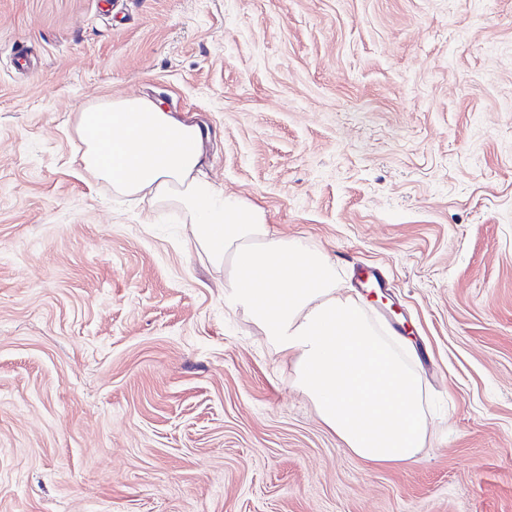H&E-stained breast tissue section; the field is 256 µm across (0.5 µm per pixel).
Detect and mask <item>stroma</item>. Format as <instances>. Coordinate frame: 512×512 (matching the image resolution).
<instances>
[{
  "label": "stroma",
  "instance_id": "1",
  "mask_svg": "<svg viewBox=\"0 0 512 512\" xmlns=\"http://www.w3.org/2000/svg\"><path fill=\"white\" fill-rule=\"evenodd\" d=\"M120 97L406 323L417 462L347 449L181 209L83 166ZM0 512H512V0H0Z\"/></svg>",
  "mask_w": 512,
  "mask_h": 512
}]
</instances>
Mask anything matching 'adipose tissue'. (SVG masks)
I'll return each mask as SVG.
<instances>
[{
  "label": "adipose tissue",
  "mask_w": 512,
  "mask_h": 512,
  "mask_svg": "<svg viewBox=\"0 0 512 512\" xmlns=\"http://www.w3.org/2000/svg\"><path fill=\"white\" fill-rule=\"evenodd\" d=\"M81 160L115 191L175 202L197 247L227 268L234 304L249 310L295 364L322 422L361 459L411 464L427 433L422 387L393 342L342 297L330 258L271 234L259 209L226 195L202 171L198 126L146 98L80 112Z\"/></svg>",
  "instance_id": "ef3b65f1"
}]
</instances>
